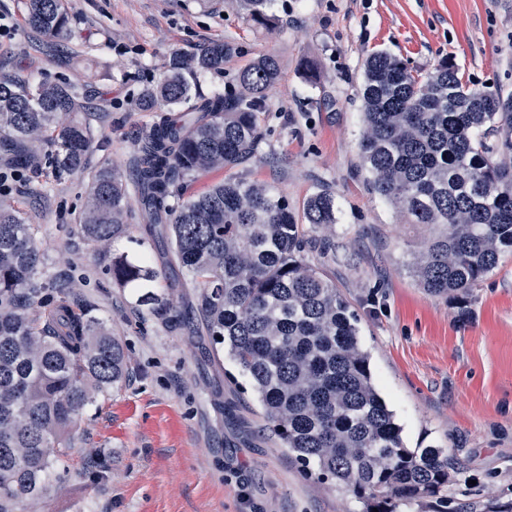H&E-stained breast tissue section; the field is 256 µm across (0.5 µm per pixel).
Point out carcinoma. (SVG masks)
<instances>
[{
	"mask_svg": "<svg viewBox=\"0 0 512 512\" xmlns=\"http://www.w3.org/2000/svg\"><path fill=\"white\" fill-rule=\"evenodd\" d=\"M233 2L277 30L268 0ZM24 21L47 38L69 27L63 0H25ZM231 50L215 42L175 59L135 103L157 113L139 146L143 232L166 244L170 266L195 290L188 309L153 291L138 302L168 324L204 329L228 351L304 474L352 493L364 512L412 503L456 512L444 494L455 464L442 448L403 445L373 383L357 314L304 256V230L336 223L333 195L311 196L300 215L264 183L238 176L178 196L188 179L243 165L263 143L259 115L280 74L276 56L243 70L237 91L191 101L185 74L222 65ZM361 99L360 159L371 192L402 223L434 228L414 262L418 284L434 297H464L512 250V93L469 87L451 61L416 77L378 51L364 62ZM83 109L73 83L1 75L0 146L9 164L58 179L83 172L93 142L90 125L76 118ZM43 141L47 153L33 146ZM129 212L124 178L98 170L82 233L101 249L113 281L141 288L163 278L151 257L111 253ZM74 305L69 288L46 275L35 225L0 206V512L44 498L45 477L68 467L77 418L126 376L122 342Z\"/></svg>",
	"mask_w": 512,
	"mask_h": 512,
	"instance_id": "1",
	"label": "carcinoma"
}]
</instances>
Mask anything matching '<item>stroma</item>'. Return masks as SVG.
Segmentation results:
<instances>
[{
  "mask_svg": "<svg viewBox=\"0 0 512 512\" xmlns=\"http://www.w3.org/2000/svg\"><path fill=\"white\" fill-rule=\"evenodd\" d=\"M69 35L45 39L23 21V0H0V74L69 81L95 134L83 173L54 182L21 173L0 205L36 225L51 276L104 321L125 349L123 381L77 420L74 465L51 476L39 512H361L351 493L305 475L269 430L248 378L209 337L165 324L113 283L82 234L100 168L134 181L136 150L154 115L138 98L214 41L223 66L188 76L191 97L237 90L259 54L280 61L267 89L264 135L236 175L266 183L295 211L327 189L336 243L304 254L359 316L360 342L405 447H441L460 462L451 501L483 512L512 500V252L465 304L428 296L412 273L425 230L404 224L360 169L363 61L375 51L412 74L440 60L474 87L512 93V0H270L268 34L231 0H64ZM106 450V473L91 467Z\"/></svg>",
  "mask_w": 512,
  "mask_h": 512,
  "instance_id": "stroma-1",
  "label": "stroma"
}]
</instances>
